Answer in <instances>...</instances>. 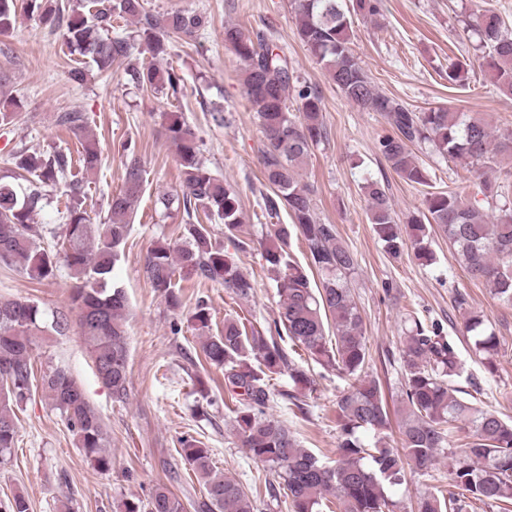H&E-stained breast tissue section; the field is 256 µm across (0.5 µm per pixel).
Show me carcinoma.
Masks as SVG:
<instances>
[{"label": "carcinoma", "mask_w": 512, "mask_h": 512, "mask_svg": "<svg viewBox=\"0 0 512 512\" xmlns=\"http://www.w3.org/2000/svg\"><path fill=\"white\" fill-rule=\"evenodd\" d=\"M25 9L46 24H63L71 53L89 58L101 72L133 54L150 55L143 66L126 68L129 82L165 90L179 98L184 76L172 67L158 68L154 60L168 55L173 38H193L203 31L206 16L174 12L163 20L147 11L143 0H80L64 15L48 0H25ZM379 0H294L296 34L326 79L348 101L368 112H378L391 132L378 140V151L389 168L404 181L430 185L427 170L412 154L414 144H429L437 153L475 171L512 162V129L493 128L484 117L453 112L446 107L423 112L408 109L398 99L382 93L360 66L350 47L352 15L372 17ZM17 0H0V34L13 29ZM116 19H131L136 35L104 38L101 32ZM480 47L479 68L506 97H512V29L495 11L478 14L470 24ZM224 47L242 64L244 94L256 112L263 133V174L271 192L262 196L271 218L286 210L289 224H269L259 241L266 271L279 297L273 326L246 330L239 319H224V332L201 342L205 360L224 369V386L235 401L236 429L242 447L270 467L283 480L291 512H323L334 497L340 512H396L398 502L390 491L403 483L405 468L425 469L450 443L453 432L464 425L468 441L450 453L462 456L449 471L453 486L473 499L512 505V424L472 401L459 398L451 388L460 364L455 341L440 326L423 328L419 322L408 330L400 353L403 395L399 446L389 447V411L379 379L367 374L369 350L363 320L355 305L349 277L356 260L340 241L336 225L317 220L312 190L302 182L299 168L311 147L326 139L322 98L318 89L300 80L288 58L277 51L269 37H250L234 26L224 27ZM469 64H448V82L463 85ZM166 132L175 146L181 169L182 195L162 196L166 209L175 205L186 216L184 242L174 247L156 244L147 254L145 273L151 287L168 305H180L177 277L224 286L240 301L254 296L252 279L243 273L227 246L212 240L199 214L215 216L224 224L228 246L244 251L250 244L238 236L242 212L237 191L212 174L202 158L195 131L165 114ZM59 122L75 134L85 131L80 112H64ZM124 178L121 191L108 201L104 222L91 221L82 206V181L72 178V158L57 152L46 155L22 147L14 153L15 167L28 174L27 185L0 180V263L37 282L56 277L59 264L70 271L75 285L71 309L76 312L79 338L85 345L94 372L112 398L127 395L129 349L126 334L127 298L112 282L131 230L135 205L143 192L144 170L136 144H121ZM100 164L96 143L84 139L79 165L87 171ZM64 183L70 202L66 207V232L60 251L39 243L30 221L46 200L44 187ZM362 189L368 201V219L385 251L397 257L412 249L422 265L435 257L428 245L430 227L438 226L457 248L465 271L473 280L490 285L495 296L512 304V207L489 219L464 203L453 191H428L424 211L402 221L392 208L385 184L372 177ZM305 245L310 264L322 282L313 287L305 267L292 260L291 238ZM196 330L206 332L211 317L200 302L192 316ZM333 326V335L326 327ZM477 317L465 320L476 352L487 364L497 353L494 334L481 329ZM69 328L64 314L47 322L38 304L23 299H0V457L11 453L17 438V414L31 398L38 381L48 404L59 412L78 447L99 471L112 469L107 432L101 417L88 401L81 384L65 369L47 366L35 374L34 339L48 330ZM301 346L320 366L347 377L350 384L340 395L336 419L340 430L335 464L329 465L300 447L286 426L268 414L274 392L271 377L288 373L291 389L280 396L304 411L306 393L315 380L291 359L280 344L283 338ZM183 457L203 480L205 501L200 512H254L253 502L235 480L214 472L209 450L196 439H182ZM466 501L450 494L423 495L418 512H462ZM124 512H185L183 502L166 486L158 485L146 502H125Z\"/></svg>", "instance_id": "1"}]
</instances>
